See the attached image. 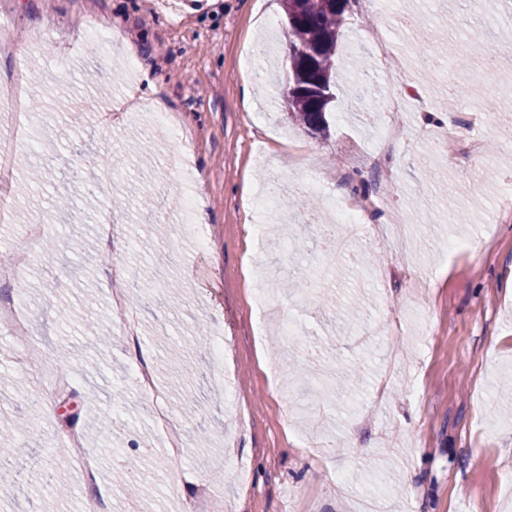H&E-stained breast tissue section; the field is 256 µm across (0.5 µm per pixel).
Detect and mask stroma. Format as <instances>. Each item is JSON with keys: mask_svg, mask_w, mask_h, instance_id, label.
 <instances>
[{"mask_svg": "<svg viewBox=\"0 0 512 512\" xmlns=\"http://www.w3.org/2000/svg\"><path fill=\"white\" fill-rule=\"evenodd\" d=\"M262 17L282 28L280 0H206L182 14L159 0H0V27L15 39L0 48V82L19 74L18 58L41 68L28 84L41 111L20 124L0 113V135L25 128L12 197L36 169L44 197L75 203L50 233L56 262L34 256L0 279V302L18 310L0 330V376L13 381L0 410L28 423L17 456L36 451L67 470L71 494L57 512H80L93 490L104 512H187L204 483L205 512H361L366 493L376 512H512V415L498 412L512 403L501 391L512 377V216L500 212L512 195V36L502 34L512 13L488 0H358L339 40L325 138L289 122L281 81L250 76L286 58L285 38L264 50ZM92 19L120 34L118 47L89 46ZM427 27L455 58L423 38ZM404 78L426 95L391 115L399 136L384 221L345 227L340 261L310 281L303 271L322 248L310 220L323 204L296 212L285 252L251 238L256 188L274 180L283 196L313 199L314 181L339 198L354 182L376 186L381 106ZM155 98L187 131L184 144L157 122ZM425 110L447 113L471 152L435 145ZM102 162L113 174L104 187ZM183 173L201 186L188 215L171 186ZM452 213L465 223H449ZM110 217L123 230L115 245L103 240ZM451 237L467 247L448 257ZM115 260L126 278L109 275ZM169 278L177 297L164 293ZM116 293L138 316L137 338L120 329ZM165 339L188 347L193 402L182 413L158 378L182 446L175 475L133 378L159 365ZM219 339L235 359L221 389L208 348ZM37 357L52 360L65 392L39 382ZM72 414L88 471L53 454ZM117 416L128 431L115 443L98 424ZM134 454L156 462V498L113 484V468ZM51 496L35 477L21 491L0 486V512H39Z\"/></svg>", "mask_w": 512, "mask_h": 512, "instance_id": "obj_1", "label": "stroma"}]
</instances>
